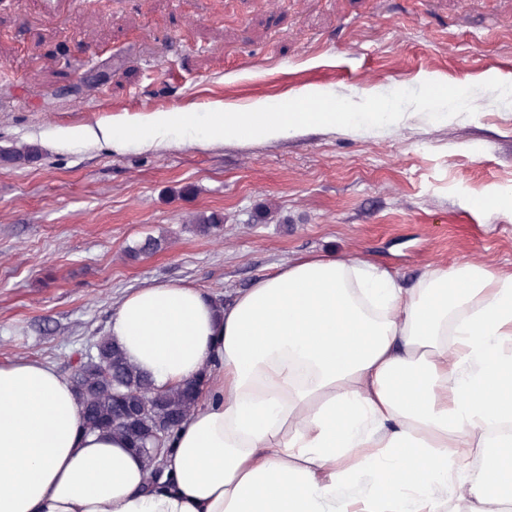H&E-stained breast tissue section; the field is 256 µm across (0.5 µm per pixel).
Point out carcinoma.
<instances>
[{"label":"carcinoma","instance_id":"carcinoma-1","mask_svg":"<svg viewBox=\"0 0 512 512\" xmlns=\"http://www.w3.org/2000/svg\"><path fill=\"white\" fill-rule=\"evenodd\" d=\"M40 155L39 147L0 149V163L19 165L32 162ZM202 234L220 232L224 216L200 212L189 219ZM95 364L75 370L71 376L83 420L91 431L116 433L144 459L148 481L157 479L159 460L149 452L166 422L182 423L195 409L197 398L182 387L166 391L153 388L150 379L130 364L123 351L105 337L96 344Z\"/></svg>","mask_w":512,"mask_h":512}]
</instances>
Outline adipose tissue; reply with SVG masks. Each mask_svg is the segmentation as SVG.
Here are the masks:
<instances>
[{"instance_id":"1","label":"adipose tissue","mask_w":512,"mask_h":512,"mask_svg":"<svg viewBox=\"0 0 512 512\" xmlns=\"http://www.w3.org/2000/svg\"><path fill=\"white\" fill-rule=\"evenodd\" d=\"M111 342L169 389L210 375L163 488L88 431L54 366L0 365V512H467L512 500V271L454 261L411 287L353 255L288 260L231 302L187 284L127 293ZM364 493L338 496L355 474Z\"/></svg>"}]
</instances>
